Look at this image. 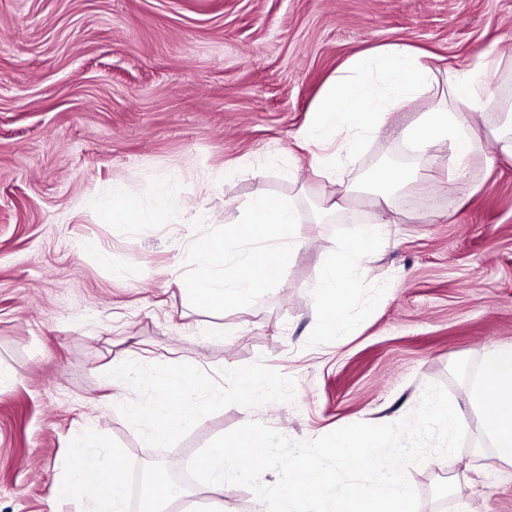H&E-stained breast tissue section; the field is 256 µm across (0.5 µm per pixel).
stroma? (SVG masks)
Listing matches in <instances>:
<instances>
[{
    "mask_svg": "<svg viewBox=\"0 0 512 512\" xmlns=\"http://www.w3.org/2000/svg\"><path fill=\"white\" fill-rule=\"evenodd\" d=\"M389 43L442 69L501 59L493 93L512 103V0H0V512H87L52 497L89 430L107 443L90 461L123 449L134 479L184 471L250 421L295 441L393 423L430 384L462 409L466 441L408 467L419 512H512V467L467 399L482 351L512 344V155L452 183L447 148L369 139L337 170L357 198L324 216L330 186L296 138L338 70ZM419 167L424 209L392 212L388 241L350 279L351 328L319 335L320 266L371 219L367 180ZM166 180L191 207L184 223L105 224L84 205L123 182L147 210ZM260 189L295 205L300 248L249 303L197 304L177 286L191 243ZM172 364L204 373L224 404L188 392L197 423L155 448L128 408L152 401ZM246 370L272 381L247 407Z\"/></svg>",
    "mask_w": 512,
    "mask_h": 512,
    "instance_id": "obj_1",
    "label": "stroma"
}]
</instances>
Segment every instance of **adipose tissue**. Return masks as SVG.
Returning a JSON list of instances; mask_svg holds the SVG:
<instances>
[{
  "mask_svg": "<svg viewBox=\"0 0 512 512\" xmlns=\"http://www.w3.org/2000/svg\"><path fill=\"white\" fill-rule=\"evenodd\" d=\"M497 72L498 64L492 60L473 74L453 69L442 73L417 50L385 44L350 60L345 73L324 87L297 137L319 146L314 165L330 177L342 151L368 138L397 134L388 121L389 113L397 106L436 91L439 100L397 135L422 155L436 147L448 146L449 176L464 180L471 174L473 158H480L490 170L496 164L498 152L512 153V130L493 131L488 140L476 130L479 119L499 106L498 100L487 92ZM400 178V173L389 170L375 173L372 183L375 222L361 225L345 245L343 254L322 264L316 292L324 335H336L347 326L348 279L353 265L385 240V212L401 196L390 184ZM185 213L180 190L171 182L156 189L151 210H141L127 188L120 184L113 185L110 200L101 209L102 219L110 224L174 222ZM300 222V215L290 201L256 192L242 204L236 223L224 225L219 234L194 242L196 267L189 283L191 294L214 309L223 308L230 300L238 303L250 300L259 288L282 274L287 265V252L299 248ZM270 240L277 241V248L252 255L244 264L235 261L234 255L242 242ZM482 363L483 372L469 390V404L485 413L483 431L494 458L512 466V345L484 350ZM192 386L207 389V407L223 405V391L208 389L202 377L183 366L172 365L156 382V400L147 406H133L132 415L150 425V438L155 447H168L196 422L198 405L183 399L184 392ZM101 445V440L89 435L74 446L66 477L56 493L61 497L108 504L112 512H125L122 449H110L109 466L104 471L85 461L89 450Z\"/></svg>",
  "mask_w": 512,
  "mask_h": 512,
  "instance_id": "ef3b65f1",
  "label": "adipose tissue"
}]
</instances>
